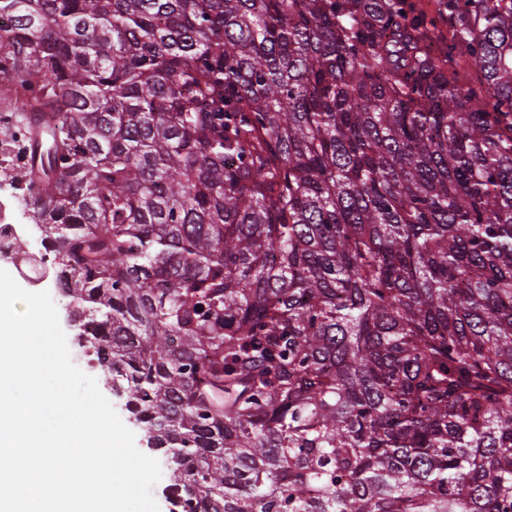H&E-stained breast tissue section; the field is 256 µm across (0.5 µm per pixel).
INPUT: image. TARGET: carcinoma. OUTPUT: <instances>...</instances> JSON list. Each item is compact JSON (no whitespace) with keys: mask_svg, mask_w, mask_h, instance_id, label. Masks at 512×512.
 <instances>
[{"mask_svg":"<svg viewBox=\"0 0 512 512\" xmlns=\"http://www.w3.org/2000/svg\"><path fill=\"white\" fill-rule=\"evenodd\" d=\"M2 19L11 186L179 512H512V0Z\"/></svg>","mask_w":512,"mask_h":512,"instance_id":"1","label":"carcinoma"}]
</instances>
